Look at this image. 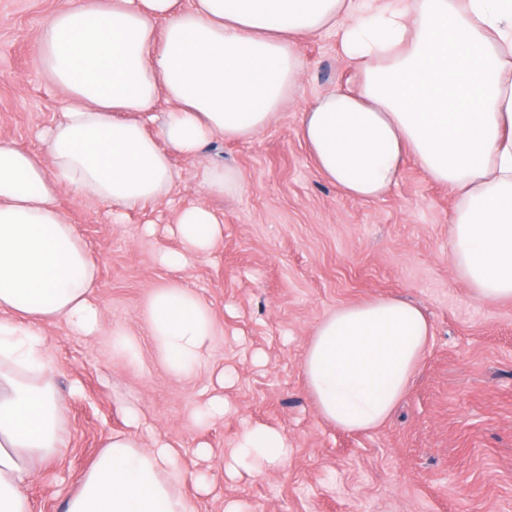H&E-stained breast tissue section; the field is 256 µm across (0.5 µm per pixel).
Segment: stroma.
<instances>
[{"instance_id": "obj_1", "label": "stroma", "mask_w": 512, "mask_h": 512, "mask_svg": "<svg viewBox=\"0 0 512 512\" xmlns=\"http://www.w3.org/2000/svg\"><path fill=\"white\" fill-rule=\"evenodd\" d=\"M66 0H0V138L43 153L40 132L60 117L64 90L49 80L36 46ZM301 89L276 120L244 141L215 138L198 157L173 155L167 197L113 223L110 206L62 192L58 205L99 270L95 299L104 329L137 339L139 364L113 357L102 339L45 326L58 391L68 402L69 444L29 485L34 512H62L66 496L115 431L145 446L167 443L186 477L180 491L198 512H512V300L485 302L452 270L454 195L407 158L381 198L359 201L315 167L300 135L319 96L354 81L334 32L299 46ZM233 169L241 190L210 196L204 167ZM202 202L224 217L207 257L180 271L177 210ZM193 288L216 322L199 371L171 378L140 311L151 288ZM421 306L431 336L409 387L380 426L347 433L319 415L302 370L317 323L336 307L379 297ZM224 415L204 421L212 398ZM138 420L128 424V412ZM264 424L291 447L280 468L224 472L243 429Z\"/></svg>"}]
</instances>
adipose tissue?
I'll list each match as a JSON object with an SVG mask.
<instances>
[{
	"label": "adipose tissue",
	"instance_id": "ef3b65f1",
	"mask_svg": "<svg viewBox=\"0 0 512 512\" xmlns=\"http://www.w3.org/2000/svg\"><path fill=\"white\" fill-rule=\"evenodd\" d=\"M324 30L357 83L303 114L318 171L370 201L414 157L456 196L455 276L477 299L512 300V0H72L37 47L68 96L43 133L45 157L0 139V512H33L27 486L66 446L42 324L83 336L101 328L96 265L59 211V192L118 211L164 198L171 153L194 157L216 136L249 140L276 120L300 88V38ZM162 99L171 108L160 121ZM223 228L208 207H182V248L161 263L179 269L210 254ZM141 314L167 373H196L215 333L210 307L167 283L150 290ZM430 336L422 310L398 297L325 316L303 360L320 416L350 433L377 427ZM288 454L281 432L254 425L224 466L278 467ZM184 478L167 446L117 432L63 510L197 512L176 491Z\"/></svg>",
	"mask_w": 512,
	"mask_h": 512
}]
</instances>
